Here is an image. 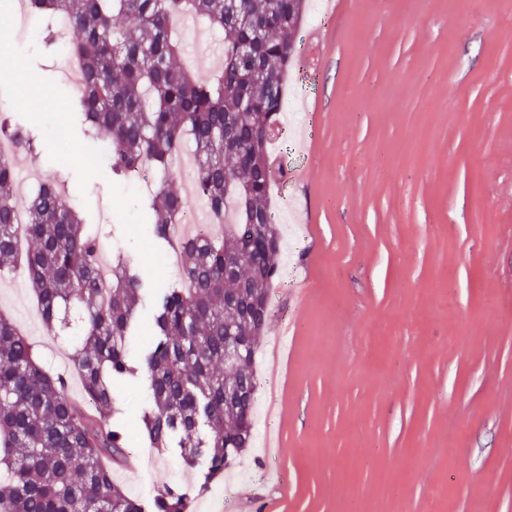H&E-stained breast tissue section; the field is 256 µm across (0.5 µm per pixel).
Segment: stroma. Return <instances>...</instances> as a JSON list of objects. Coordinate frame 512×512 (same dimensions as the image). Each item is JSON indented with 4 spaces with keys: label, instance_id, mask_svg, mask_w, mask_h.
Instances as JSON below:
<instances>
[{
    "label": "stroma",
    "instance_id": "stroma-1",
    "mask_svg": "<svg viewBox=\"0 0 512 512\" xmlns=\"http://www.w3.org/2000/svg\"><path fill=\"white\" fill-rule=\"evenodd\" d=\"M311 0L297 35L327 52L311 85L300 52L272 153L307 181L272 191L279 279L255 361L251 448L210 489L175 454L135 440L146 499L190 490V512H512V0ZM185 62L222 68L224 38L184 17ZM0 16V104L42 150L18 160L57 179L101 243L144 272L165 255L142 223L145 183L112 181L66 107L76 59L40 50ZM0 312L84 392L71 337L47 332L24 273L0 276Z\"/></svg>",
    "mask_w": 512,
    "mask_h": 512
}]
</instances>
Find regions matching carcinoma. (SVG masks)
<instances>
[{
    "mask_svg": "<svg viewBox=\"0 0 512 512\" xmlns=\"http://www.w3.org/2000/svg\"><path fill=\"white\" fill-rule=\"evenodd\" d=\"M309 0H27L45 20L68 18L67 44L80 61L81 96L69 102L84 133L108 147V176L151 183L146 223L177 243L181 277L155 295L150 332L133 357L129 337L149 289L118 255L103 281L100 243L53 181L39 185L18 223L17 157H0V270L23 255L45 326L70 325L77 309L79 374L93 408L71 399L65 380L0 314V512H189L168 487L147 501L112 477L130 434L115 421L112 384L144 375L139 434L161 453L202 466L200 488L224 475L253 442V362L270 318L281 233L268 199L274 183L271 132L284 82L297 59ZM190 15L224 32V68L208 81L183 66L174 40ZM0 138L16 153L40 145L0 108ZM194 148L195 181L217 241L179 235L187 206L171 167L183 142ZM238 359L224 368V349Z\"/></svg>",
    "mask_w": 512,
    "mask_h": 512,
    "instance_id": "obj_1",
    "label": "carcinoma"
}]
</instances>
